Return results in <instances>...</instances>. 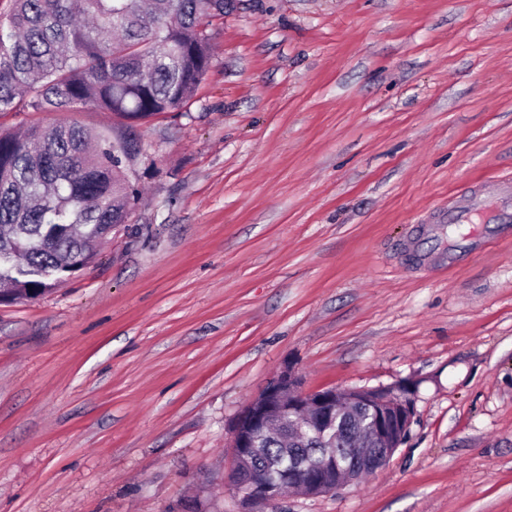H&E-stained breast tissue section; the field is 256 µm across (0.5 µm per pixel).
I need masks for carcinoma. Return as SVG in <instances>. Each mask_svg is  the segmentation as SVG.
<instances>
[{
  "mask_svg": "<svg viewBox=\"0 0 512 512\" xmlns=\"http://www.w3.org/2000/svg\"><path fill=\"white\" fill-rule=\"evenodd\" d=\"M0 21V112L21 101L37 112L92 105L131 121L179 112L209 70L213 46L203 20L224 15V0H11ZM139 154L134 131L115 138L77 125L0 131V258L6 293L50 291L92 263L90 242L129 223L138 194L122 175ZM372 414L355 404L340 416L364 447ZM258 463L288 470L283 448L303 458L314 435L285 445L257 436Z\"/></svg>",
  "mask_w": 512,
  "mask_h": 512,
  "instance_id": "cac0c4a2",
  "label": "carcinoma"
}]
</instances>
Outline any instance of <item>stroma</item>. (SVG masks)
Returning a JSON list of instances; mask_svg holds the SVG:
<instances>
[{
    "label": "stroma",
    "instance_id": "35a3bbf8",
    "mask_svg": "<svg viewBox=\"0 0 512 512\" xmlns=\"http://www.w3.org/2000/svg\"><path fill=\"white\" fill-rule=\"evenodd\" d=\"M142 123L90 265L0 304V512H240L232 425L305 389L416 387L385 468L267 512H512V0H230ZM121 119L0 113V129ZM482 186L471 221H438Z\"/></svg>",
    "mask_w": 512,
    "mask_h": 512
}]
</instances>
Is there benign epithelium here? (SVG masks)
Wrapping results in <instances>:
<instances>
[{
	"label": "benign epithelium",
	"instance_id": "7a95c632",
	"mask_svg": "<svg viewBox=\"0 0 512 512\" xmlns=\"http://www.w3.org/2000/svg\"><path fill=\"white\" fill-rule=\"evenodd\" d=\"M345 399L373 402L376 406L370 431L371 449L356 452L349 466L342 465L336 454L337 405ZM414 414L415 389L410 385L395 390L385 387L306 390L295 368L289 365L267 382L237 418L233 426V465L224 473V487L241 497V512H265L266 505L282 497L284 486L296 482L302 484L309 496L333 492L362 474H372L385 467L409 430ZM276 416H286L291 423L305 417L306 429L319 435L325 445L319 458L306 464L299 475L278 478L251 467L258 451L254 436L267 432Z\"/></svg>",
	"mask_w": 512,
	"mask_h": 512
}]
</instances>
